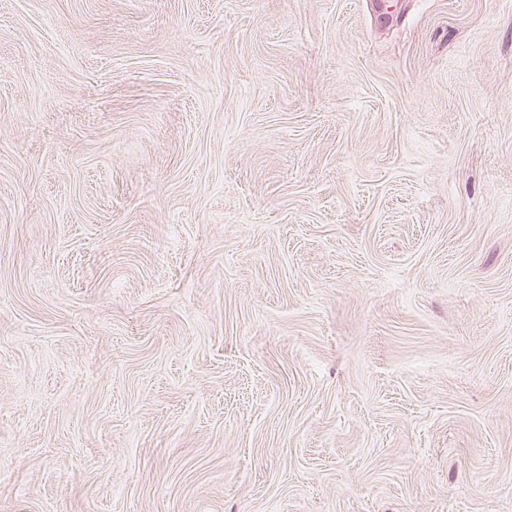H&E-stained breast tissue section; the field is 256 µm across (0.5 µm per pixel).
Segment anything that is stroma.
Listing matches in <instances>:
<instances>
[{"mask_svg": "<svg viewBox=\"0 0 512 512\" xmlns=\"http://www.w3.org/2000/svg\"><path fill=\"white\" fill-rule=\"evenodd\" d=\"M0 512H512V0H0Z\"/></svg>", "mask_w": 512, "mask_h": 512, "instance_id": "stroma-1", "label": "stroma"}]
</instances>
